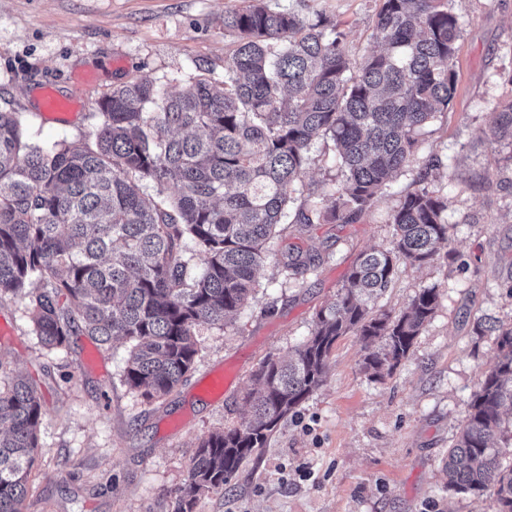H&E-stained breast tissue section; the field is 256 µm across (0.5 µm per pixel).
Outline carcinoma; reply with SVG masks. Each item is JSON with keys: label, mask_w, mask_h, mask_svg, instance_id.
Here are the masks:
<instances>
[{"label": "carcinoma", "mask_w": 512, "mask_h": 512, "mask_svg": "<svg viewBox=\"0 0 512 512\" xmlns=\"http://www.w3.org/2000/svg\"><path fill=\"white\" fill-rule=\"evenodd\" d=\"M236 45L224 80L202 75L165 92L148 79L112 90L83 139L43 148L29 142L19 112L0 111V296L25 302L32 331L50 350L86 335L130 344L123 382L149 400L191 372L200 327L224 328L252 297L267 244L293 224H350L410 169L425 128L448 110L461 34L448 0H380L376 49L352 63L336 22L265 0L224 13ZM488 141H512V100L497 111ZM334 146L337 185L302 196L299 184L318 140ZM427 173L389 215L390 247L360 254L336 299L315 315L293 352L265 360L248 393L251 415L202 437L172 512L224 489L265 447L279 423L323 383L336 340L349 333L378 374L406 358L433 317L435 286L407 309H374L401 263L421 267L449 246L448 197ZM157 194L174 189L168 200ZM193 252L186 253L185 241ZM202 272L187 281L191 262ZM320 257L289 252L288 281ZM496 337L497 361L473 393L466 424L448 450V488L484 494L495 480L496 512H512V448L494 445L512 406V323H479ZM35 381L0 362V512H21L41 425Z\"/></svg>", "instance_id": "1"}]
</instances>
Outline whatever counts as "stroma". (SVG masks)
<instances>
[{"label":"stroma","instance_id":"1","mask_svg":"<svg viewBox=\"0 0 512 512\" xmlns=\"http://www.w3.org/2000/svg\"><path fill=\"white\" fill-rule=\"evenodd\" d=\"M267 2L338 22L351 60L374 48L369 27L379 0ZM241 5L0 0V110L23 113L32 142L49 147L87 135L91 113L124 82L146 78L173 93L200 63L223 79L233 48L224 13ZM451 8L462 23L456 89L447 112L426 128L417 160L442 163L429 186L448 198L457 259L400 266L378 302L396 314L434 285L438 309L409 356L377 378L364 368L361 338H339L323 384L195 512H495L492 494L447 489L442 458L497 355L493 337L476 335L477 320L512 322V146L478 139L512 99V0H452ZM46 86L83 109L63 123L44 118ZM412 179L400 174L356 223L289 225L272 251L300 249L320 256L319 267L294 287L268 259L253 299L224 328L202 327L195 370L157 401L123 384L128 343L104 348L75 336L67 350L47 349L24 302L0 298V361L35 380L42 405L22 512H171L199 438L249 415L245 395L258 386L261 362L305 340L361 252L390 245L387 219ZM228 367L236 370L232 385L206 395L210 374Z\"/></svg>","mask_w":512,"mask_h":512}]
</instances>
